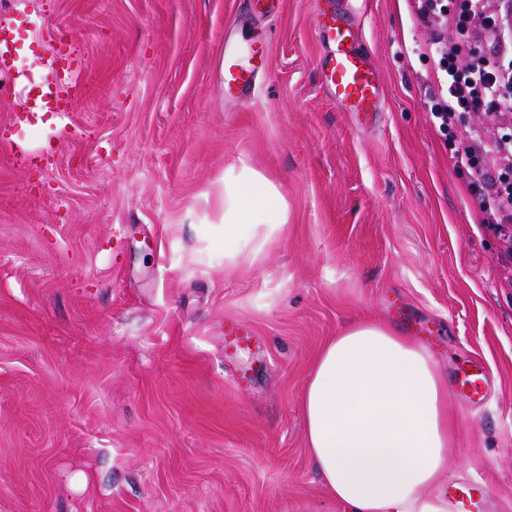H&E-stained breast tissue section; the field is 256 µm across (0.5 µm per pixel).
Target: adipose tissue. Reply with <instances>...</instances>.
<instances>
[{
  "mask_svg": "<svg viewBox=\"0 0 512 512\" xmlns=\"http://www.w3.org/2000/svg\"><path fill=\"white\" fill-rule=\"evenodd\" d=\"M288 222L276 187L249 166L224 182V257L260 253ZM447 390L426 350L354 322L312 364L302 407L309 453L345 512H454L438 490Z\"/></svg>",
  "mask_w": 512,
  "mask_h": 512,
  "instance_id": "adipose-tissue-1",
  "label": "adipose tissue"
}]
</instances>
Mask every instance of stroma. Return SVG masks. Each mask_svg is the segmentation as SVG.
Wrapping results in <instances>:
<instances>
[{
	"instance_id": "1",
	"label": "stroma",
	"mask_w": 512,
	"mask_h": 512,
	"mask_svg": "<svg viewBox=\"0 0 512 512\" xmlns=\"http://www.w3.org/2000/svg\"><path fill=\"white\" fill-rule=\"evenodd\" d=\"M319 0H21L13 77L61 34L84 90L67 128L0 92V512H342L302 394L331 337L379 322L448 384L443 487L512 512V257L452 155L500 121L439 129L443 20L361 0L386 92L362 131L319 89ZM270 69L229 103L224 32ZM248 165L288 206L257 258H224V178ZM250 327L224 345V322ZM488 393L468 402L470 376Z\"/></svg>"
}]
</instances>
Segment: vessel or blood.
<instances>
[{"mask_svg": "<svg viewBox=\"0 0 512 512\" xmlns=\"http://www.w3.org/2000/svg\"><path fill=\"white\" fill-rule=\"evenodd\" d=\"M357 0H333L314 19L313 36L319 46L316 66L321 90L342 111L357 120L359 129L380 125L386 95L373 63L372 51L361 31ZM270 68L261 38L246 45L224 41V69L220 76L224 94L232 101H250L258 80ZM56 77L47 75L31 81L28 90L36 108L59 119L68 116V102L56 90Z\"/></svg>", "mask_w": 512, "mask_h": 512, "instance_id": "vessel-or-blood-1", "label": "vessel or blood"}]
</instances>
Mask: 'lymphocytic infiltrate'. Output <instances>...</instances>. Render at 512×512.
Returning a JSON list of instances; mask_svg holds the SVG:
<instances>
[{
    "label": "lymphocytic infiltrate",
    "instance_id": "lymphocytic-infiltrate-1",
    "mask_svg": "<svg viewBox=\"0 0 512 512\" xmlns=\"http://www.w3.org/2000/svg\"><path fill=\"white\" fill-rule=\"evenodd\" d=\"M485 38L492 51L477 54L469 62L458 59L461 46L476 38ZM448 77L446 95L431 108L432 117L440 126L450 125L456 116L469 112L491 119L512 115V0H500L497 11L486 12L481 0H460L448 26V48L440 59ZM458 166L474 171L477 180L473 193L490 190L496 208V223L512 224V133L493 145L482 140L456 151ZM501 163L497 178L484 182L483 165L486 161Z\"/></svg>",
    "mask_w": 512,
    "mask_h": 512
}]
</instances>
